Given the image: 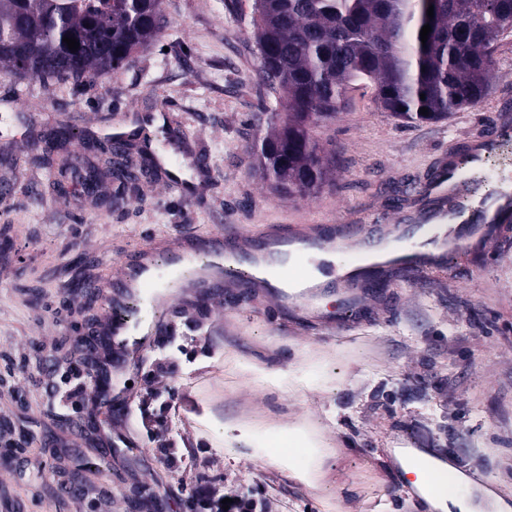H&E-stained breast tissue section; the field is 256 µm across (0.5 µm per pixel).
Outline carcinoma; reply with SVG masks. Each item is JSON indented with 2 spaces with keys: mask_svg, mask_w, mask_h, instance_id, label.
<instances>
[{
  "mask_svg": "<svg viewBox=\"0 0 512 512\" xmlns=\"http://www.w3.org/2000/svg\"><path fill=\"white\" fill-rule=\"evenodd\" d=\"M248 9L268 102L246 153L289 196L326 183L332 159L314 129L342 110L352 82L374 83L382 110L404 123L446 121L485 99L494 54L512 36V0H250ZM166 24L163 0H0V72L79 86L122 69Z\"/></svg>",
  "mask_w": 512,
  "mask_h": 512,
  "instance_id": "1",
  "label": "carcinoma"
}]
</instances>
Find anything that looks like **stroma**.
Listing matches in <instances>:
<instances>
[{
  "label": "stroma",
  "instance_id": "stroma-1",
  "mask_svg": "<svg viewBox=\"0 0 512 512\" xmlns=\"http://www.w3.org/2000/svg\"><path fill=\"white\" fill-rule=\"evenodd\" d=\"M228 0H164L157 40L104 81L81 87L0 75V512H188L232 491L264 512H433L407 494L400 451L452 455L493 485L512 512V230L490 251L448 253L440 269H396L353 330L339 300L323 326L293 334L294 311L262 292L180 288L139 360L112 356V425L126 446L111 472L82 479L88 498L58 488L104 447L89 429L85 370L63 358L112 318L103 297L69 289L76 271L103 283L111 262L151 245L154 256L205 252L200 234L261 238L268 225H403L434 207L424 186L439 160L458 162L502 117L512 118V41L495 54L488 96L438 124H407L356 82L335 119L315 131L336 153L335 179L313 197L273 192L245 146L264 85L247 21ZM165 110L187 138L185 181L197 199L141 175L107 184L108 206L39 161L38 134L61 125L103 138L118 123L157 132ZM205 157L204 168L194 165ZM286 454L279 462L277 454Z\"/></svg>",
  "mask_w": 512,
  "mask_h": 512
}]
</instances>
